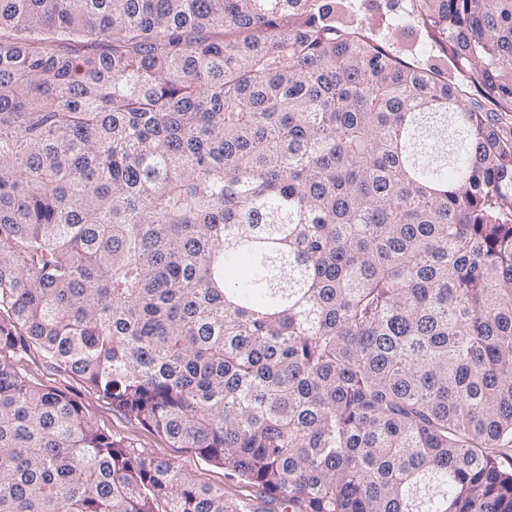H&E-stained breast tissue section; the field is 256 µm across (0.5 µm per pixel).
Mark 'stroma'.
<instances>
[{
	"mask_svg": "<svg viewBox=\"0 0 512 512\" xmlns=\"http://www.w3.org/2000/svg\"><path fill=\"white\" fill-rule=\"evenodd\" d=\"M390 44L399 55L417 58L426 63L437 62L439 53L417 23L393 33ZM17 367L34 381L63 391L80 401L92 419L109 430L129 447L144 455L170 461L186 473L195 483L223 490L241 512H281L278 502L264 496L249 481L224 471L187 448L173 447L171 442L91 391L78 377L56 368L35 345L17 355Z\"/></svg>",
	"mask_w": 512,
	"mask_h": 512,
	"instance_id": "35a3bbf8",
	"label": "stroma"
}]
</instances>
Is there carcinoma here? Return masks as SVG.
I'll return each mask as SVG.
<instances>
[{
  "instance_id": "1",
  "label": "carcinoma",
  "mask_w": 512,
  "mask_h": 512,
  "mask_svg": "<svg viewBox=\"0 0 512 512\" xmlns=\"http://www.w3.org/2000/svg\"><path fill=\"white\" fill-rule=\"evenodd\" d=\"M0 0V512H512V0ZM104 37V53L79 47ZM363 1L364 26L368 32L375 35L376 38H382L386 32L383 22L384 18L399 16L407 13L408 0H358ZM370 28V30H369ZM390 44V47L397 50V53L403 58L413 59L415 57L428 64L441 63L434 43L412 19L409 21L408 28L398 29L393 33ZM16 366L32 380L80 401L99 426L130 448L148 457L169 460L197 484L224 490L225 497L235 502L240 512H282L278 502L264 496L249 481L224 471L188 448H173L165 436L113 407L78 377L56 368L38 346L30 345L26 351H19Z\"/></svg>"
}]
</instances>
